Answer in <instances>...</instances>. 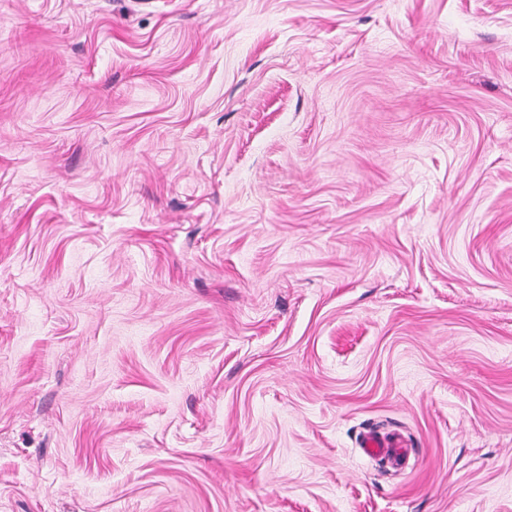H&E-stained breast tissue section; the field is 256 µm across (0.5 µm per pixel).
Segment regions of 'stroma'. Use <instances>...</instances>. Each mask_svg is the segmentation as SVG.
<instances>
[{"mask_svg":"<svg viewBox=\"0 0 512 512\" xmlns=\"http://www.w3.org/2000/svg\"><path fill=\"white\" fill-rule=\"evenodd\" d=\"M0 512H512V0H0ZM361 448L369 457L386 459L398 466L403 458L405 445L370 431L364 435Z\"/></svg>","mask_w":512,"mask_h":512,"instance_id":"obj_1","label":"stroma"}]
</instances>
